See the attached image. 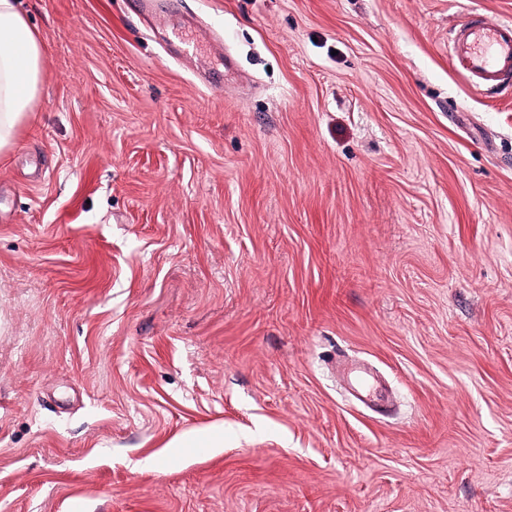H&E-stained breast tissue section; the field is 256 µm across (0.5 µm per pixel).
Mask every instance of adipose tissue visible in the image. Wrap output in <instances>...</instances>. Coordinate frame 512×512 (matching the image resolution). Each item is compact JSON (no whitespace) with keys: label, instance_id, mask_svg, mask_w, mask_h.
<instances>
[{"label":"adipose tissue","instance_id":"obj_1","mask_svg":"<svg viewBox=\"0 0 512 512\" xmlns=\"http://www.w3.org/2000/svg\"><path fill=\"white\" fill-rule=\"evenodd\" d=\"M43 71V46L19 0H0V151L12 146L31 111Z\"/></svg>","mask_w":512,"mask_h":512}]
</instances>
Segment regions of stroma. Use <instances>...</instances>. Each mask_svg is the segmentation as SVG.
<instances>
[{
  "label": "stroma",
  "mask_w": 512,
  "mask_h": 512,
  "mask_svg": "<svg viewBox=\"0 0 512 512\" xmlns=\"http://www.w3.org/2000/svg\"><path fill=\"white\" fill-rule=\"evenodd\" d=\"M20 4L0 512H512V90L448 53L512 0Z\"/></svg>",
  "instance_id": "obj_1"
}]
</instances>
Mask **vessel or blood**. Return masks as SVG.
<instances>
[{
  "label": "vessel or blood",
  "instance_id": "vessel-or-blood-1",
  "mask_svg": "<svg viewBox=\"0 0 512 512\" xmlns=\"http://www.w3.org/2000/svg\"><path fill=\"white\" fill-rule=\"evenodd\" d=\"M450 55L469 79L491 95L512 89V19L472 16L454 29Z\"/></svg>",
  "mask_w": 512,
  "mask_h": 512
}]
</instances>
